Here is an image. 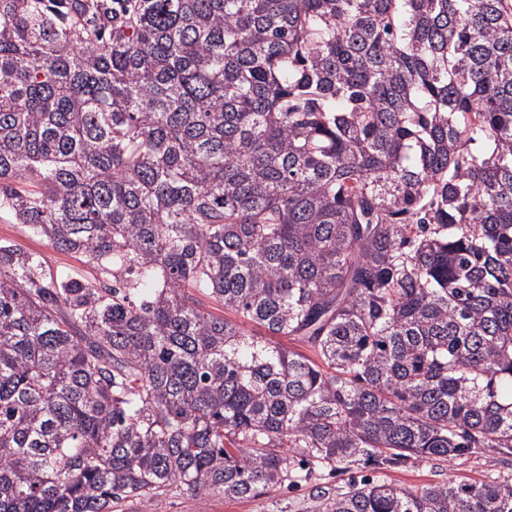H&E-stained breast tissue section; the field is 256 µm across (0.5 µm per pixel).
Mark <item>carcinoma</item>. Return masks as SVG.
I'll use <instances>...</instances> for the list:
<instances>
[{"label":"carcinoma","instance_id":"cac0c4a2","mask_svg":"<svg viewBox=\"0 0 512 512\" xmlns=\"http://www.w3.org/2000/svg\"><path fill=\"white\" fill-rule=\"evenodd\" d=\"M1 211L0 512L512 457L509 0H0ZM14 223L9 215L0 214V241L12 242L26 250L41 254L54 270L66 269L77 277L88 279H93L96 275V272L82 264L75 254L57 251L46 239L27 233L20 224Z\"/></svg>","mask_w":512,"mask_h":512}]
</instances>
